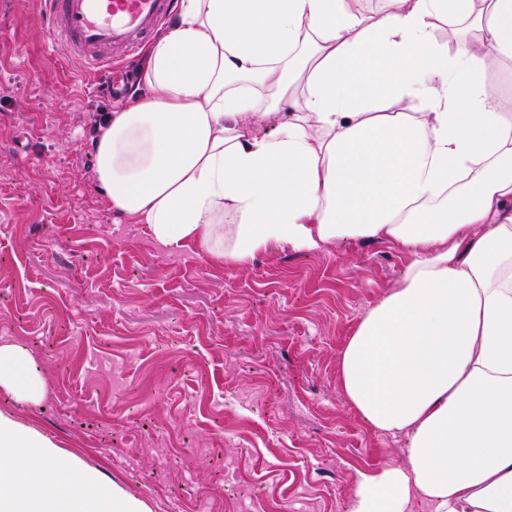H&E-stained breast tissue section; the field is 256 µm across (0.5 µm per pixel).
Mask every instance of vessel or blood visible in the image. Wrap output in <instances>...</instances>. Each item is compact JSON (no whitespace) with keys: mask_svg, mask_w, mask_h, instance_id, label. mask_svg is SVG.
<instances>
[{"mask_svg":"<svg viewBox=\"0 0 512 512\" xmlns=\"http://www.w3.org/2000/svg\"><path fill=\"white\" fill-rule=\"evenodd\" d=\"M52 45L91 73L112 68V49L132 52L175 0H44Z\"/></svg>","mask_w":512,"mask_h":512,"instance_id":"b4317fda","label":"vessel or blood"}]
</instances>
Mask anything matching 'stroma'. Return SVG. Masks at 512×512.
<instances>
[{
	"label": "stroma",
	"instance_id": "obj_1",
	"mask_svg": "<svg viewBox=\"0 0 512 512\" xmlns=\"http://www.w3.org/2000/svg\"><path fill=\"white\" fill-rule=\"evenodd\" d=\"M115 104L53 49L41 0H0V346L39 402L8 412L150 512H345L402 459L339 391V358L402 276L390 243L274 247L232 269L157 242L93 179ZM0 388L31 403L41 399L44 382L23 350L0 346Z\"/></svg>",
	"mask_w": 512,
	"mask_h": 512
}]
</instances>
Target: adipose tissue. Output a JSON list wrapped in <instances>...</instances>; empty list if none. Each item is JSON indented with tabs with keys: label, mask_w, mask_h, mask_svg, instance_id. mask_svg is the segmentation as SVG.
I'll list each match as a JSON object with an SVG mask.
<instances>
[{
	"label": "adipose tissue",
	"mask_w": 512,
	"mask_h": 512,
	"mask_svg": "<svg viewBox=\"0 0 512 512\" xmlns=\"http://www.w3.org/2000/svg\"><path fill=\"white\" fill-rule=\"evenodd\" d=\"M388 2L179 0L92 141L94 179L160 243L228 267L393 244L403 275L344 344L340 389L408 448L357 471L347 512H512V113L487 83L512 71V0ZM0 389L44 393L17 347ZM0 512L149 508L0 412Z\"/></svg>",
	"instance_id": "adipose-tissue-1"
}]
</instances>
